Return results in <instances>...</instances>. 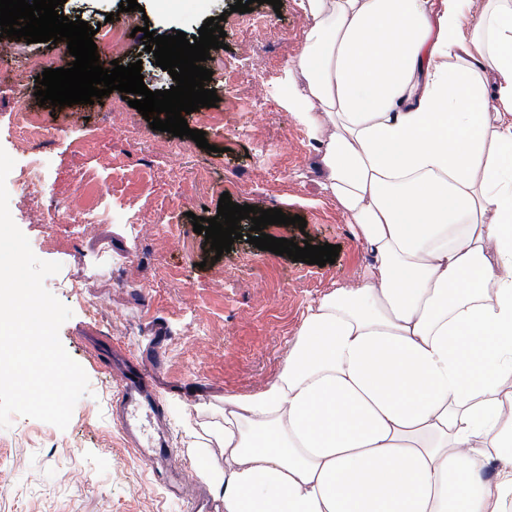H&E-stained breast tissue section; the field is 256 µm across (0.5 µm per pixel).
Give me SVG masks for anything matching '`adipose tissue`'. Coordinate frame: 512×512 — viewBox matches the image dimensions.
<instances>
[{
    "mask_svg": "<svg viewBox=\"0 0 512 512\" xmlns=\"http://www.w3.org/2000/svg\"><path fill=\"white\" fill-rule=\"evenodd\" d=\"M472 2L305 0L281 105L372 261L227 400L224 512H512V0Z\"/></svg>",
    "mask_w": 512,
    "mask_h": 512,
    "instance_id": "ef3b65f1",
    "label": "adipose tissue"
}]
</instances>
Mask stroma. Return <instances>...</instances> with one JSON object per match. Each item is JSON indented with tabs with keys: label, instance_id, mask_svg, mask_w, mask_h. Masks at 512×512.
I'll use <instances>...</instances> for the list:
<instances>
[{
	"label": "stroma",
	"instance_id": "obj_1",
	"mask_svg": "<svg viewBox=\"0 0 512 512\" xmlns=\"http://www.w3.org/2000/svg\"><path fill=\"white\" fill-rule=\"evenodd\" d=\"M150 29L196 36L207 18L222 17L223 48L205 62L238 60L239 69L217 87L225 127L206 130L209 149L187 137L151 129L140 113L112 92L102 103L62 108L42 105L35 78L54 50L44 43L7 39L0 54V148L27 166L35 195L21 196L7 178L11 216L41 260L61 263L46 288L73 315L60 328L67 353L89 378L90 392L76 404L66 429L13 417L0 430V512H188L189 498H215L214 486L197 479L179 493L157 480L152 466L132 448L112 411L117 387L93 365L77 329L131 347L157 364L164 433L187 469L195 451L224 465V447L208 432L229 397L256 393L281 371L289 345L309 306L363 275L366 256L356 241L352 216L322 189V147L281 105V77L301 54L313 19L304 0H262L253 14L264 30L245 28L236 0H137ZM142 35L127 38L121 65L141 62L150 90L173 84L156 67ZM29 82L18 88L15 75ZM39 110L50 137L37 150L16 154L11 117L18 108ZM90 136L82 154L71 139ZM96 182L108 206L105 223L86 234L58 200ZM235 203L277 208L305 218V228L270 225L267 234L312 245L339 246L334 263L295 262L235 240L222 256L205 249L192 219L215 217L221 194ZM186 200L175 235L154 229L152 218ZM133 209L144 224L133 228L123 214Z\"/></svg>",
	"mask_w": 512,
	"mask_h": 512
}]
</instances>
